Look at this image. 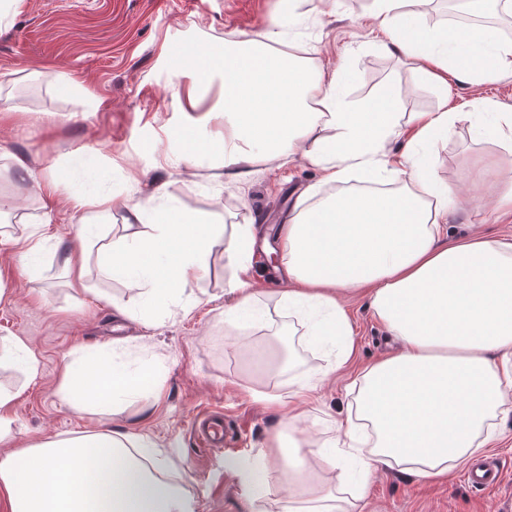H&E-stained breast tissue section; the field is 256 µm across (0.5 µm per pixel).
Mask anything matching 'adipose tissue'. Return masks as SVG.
<instances>
[{"instance_id":"adipose-tissue-1","label":"adipose tissue","mask_w":512,"mask_h":512,"mask_svg":"<svg viewBox=\"0 0 512 512\" xmlns=\"http://www.w3.org/2000/svg\"><path fill=\"white\" fill-rule=\"evenodd\" d=\"M373 2L388 48L426 65L435 80L449 72L489 77L512 67V43L488 30L425 32L407 0ZM278 40L273 22L220 52L186 45L166 56L178 79L174 96L187 114L169 131V161L189 171L210 155L231 177L243 179L255 164L280 167L300 154L321 169L328 185L345 184L356 171L380 182L401 181L396 191L344 193L296 206L277 230L285 295L322 308L310 335L347 338L352 329L340 299L367 296L374 317L398 344L352 379L355 412L337 422L348 434L361 422L373 430L375 444L358 471L359 483L367 484L383 466L422 481L446 480L483 444L501 438L497 422L512 415V238L472 234L449 241L444 219L456 192L441 188L422 160L393 161L386 144L404 126L413 129V143L422 144L467 119L492 122L496 138L512 145V113L480 100L467 114L443 110L404 118L393 88L352 108L338 94L340 70L315 68L275 50ZM216 83L218 101L202 108ZM12 166L47 187L39 224L22 237L0 235V249H17L28 260L45 245L40 227L52 221L57 181L44 178L25 157L14 156ZM73 207L80 214L76 242L62 262L71 286L80 290L93 230L117 214L126 233L108 248L106 270L133 273V286L159 306L206 278L205 258L214 246L230 242L231 257L244 259L255 245L251 226H239L228 240L223 225L153 197L96 195ZM156 382L150 369L91 360L66 373L58 394L66 403L89 399L108 409ZM272 444L287 467L283 512H299V498L311 502L310 512H363L361 497H342L308 466L314 458L321 468H335V454L294 426ZM172 469L149 437L99 430L0 456V496L9 512H197L195 497Z\"/></svg>"}]
</instances>
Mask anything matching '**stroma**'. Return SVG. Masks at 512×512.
Segmentation results:
<instances>
[{
	"label": "stroma",
	"instance_id": "1",
	"mask_svg": "<svg viewBox=\"0 0 512 512\" xmlns=\"http://www.w3.org/2000/svg\"><path fill=\"white\" fill-rule=\"evenodd\" d=\"M277 15L306 60L346 69L340 98L348 105L393 86L405 115L480 97L512 113V71L484 84L453 75L447 85L438 84L382 47L372 0H297L292 7L286 0H28L26 10L0 27V106L18 111L14 123L0 126V146L7 150L0 167L9 168L20 155L60 185L54 221L45 227L48 241L32 270L0 250V343L21 339L39 362L32 379L17 357H0V387L18 393L12 433L0 442V455L57 435L128 428L153 438L173 459L198 512H281L288 480L270 457V437L287 430V403L301 383L312 387L300 406L309 437L328 447L370 448L367 431L347 437L337 432L336 421L352 401L348 382L393 351L394 343L367 299L357 295L343 302L353 330L350 359H343L339 345H310L306 316L284 304L286 282L270 261L274 227L306 190L316 185L330 194L320 169L299 157L280 169L256 166L247 180L236 182L209 158L189 180L179 169L157 164L158 153L168 149L167 129L186 119L174 97L176 78L161 61L163 46L254 36ZM424 153L436 179L460 193L448 211L450 237L512 235V214L494 206L512 184V153L499 140L479 135L464 120L431 140ZM159 185L164 204L214 216L225 236L254 225L247 270L224 248H214L208 279L186 288L167 308L151 306L93 257L86 291L71 288L60 260L77 229L68 199L139 197ZM219 185L224 192L218 197ZM0 197L19 203L28 219L23 225L0 218V231L26 234L42 213L36 187L4 177ZM243 276L257 299L251 316L229 326L228 284ZM88 358L114 359L132 370L153 366L157 388L105 412L80 400L62 404L57 391L65 370L79 369ZM211 411L224 415L232 436L226 447L205 446L194 432L195 420ZM502 430L503 442L480 451L502 467L501 488L476 490L463 469L444 482H423L384 467L364 491V512H500L512 494V416ZM239 458L269 467L268 490L245 494L240 475L227 466Z\"/></svg>",
	"mask_w": 512,
	"mask_h": 512
}]
</instances>
